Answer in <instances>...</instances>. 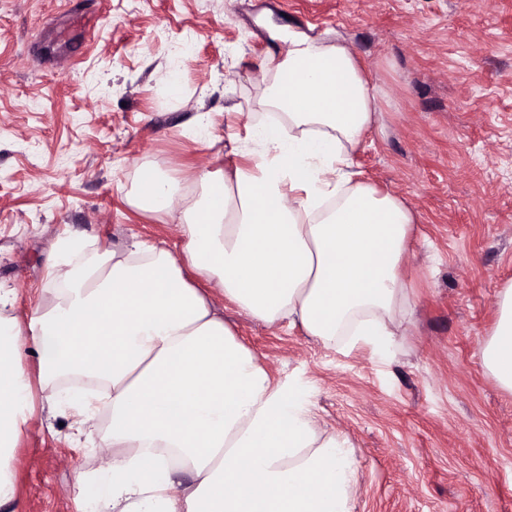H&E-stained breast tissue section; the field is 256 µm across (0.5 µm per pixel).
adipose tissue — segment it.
Returning <instances> with one entry per match:
<instances>
[{"mask_svg": "<svg viewBox=\"0 0 512 512\" xmlns=\"http://www.w3.org/2000/svg\"><path fill=\"white\" fill-rule=\"evenodd\" d=\"M258 89L271 119L246 143L249 166L135 172L129 205L170 218L179 251L72 235L26 318L0 289V512H16L11 459L37 390L106 457L74 475L85 512H353L345 440L298 380L272 379L215 298L328 346L396 347L415 309L402 276L415 216L357 178L379 106L345 42L289 32ZM496 306L480 360L512 391V283Z\"/></svg>", "mask_w": 512, "mask_h": 512, "instance_id": "obj_1", "label": "adipose tissue"}]
</instances>
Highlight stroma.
Instances as JSON below:
<instances>
[{
	"mask_svg": "<svg viewBox=\"0 0 512 512\" xmlns=\"http://www.w3.org/2000/svg\"><path fill=\"white\" fill-rule=\"evenodd\" d=\"M292 29L342 36L376 87L355 168L416 215L414 324L380 356L224 320L348 439L353 512H512V392L478 356L512 282V0H0V288L25 313L69 234L173 239L127 204L136 168L246 164L259 68ZM47 418L15 451L18 512H84L74 473L103 458Z\"/></svg>",
	"mask_w": 512,
	"mask_h": 512,
	"instance_id": "1",
	"label": "stroma"
}]
</instances>
